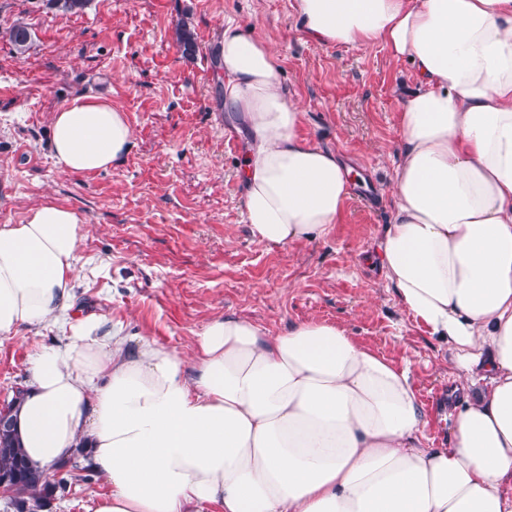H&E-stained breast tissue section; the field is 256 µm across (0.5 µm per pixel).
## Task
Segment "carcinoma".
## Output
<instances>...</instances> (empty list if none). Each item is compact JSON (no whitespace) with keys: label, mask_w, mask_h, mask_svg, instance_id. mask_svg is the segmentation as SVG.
I'll return each mask as SVG.
<instances>
[{"label":"carcinoma","mask_w":512,"mask_h":512,"mask_svg":"<svg viewBox=\"0 0 512 512\" xmlns=\"http://www.w3.org/2000/svg\"><path fill=\"white\" fill-rule=\"evenodd\" d=\"M9 40L20 54L29 49L31 33L17 24L9 30ZM23 390L0 408V487L11 493L10 502L16 512H44L55 496L68 492L71 472L79 469L78 460L57 465L61 478L51 481L44 471L27 459L19 446L14 427V413L20 405Z\"/></svg>","instance_id":"obj_1"}]
</instances>
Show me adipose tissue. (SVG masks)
Wrapping results in <instances>:
<instances>
[{
	"instance_id": "ef3b65f1",
	"label": "adipose tissue",
	"mask_w": 512,
	"mask_h": 512,
	"mask_svg": "<svg viewBox=\"0 0 512 512\" xmlns=\"http://www.w3.org/2000/svg\"><path fill=\"white\" fill-rule=\"evenodd\" d=\"M311 39L384 45L409 66L377 242L399 305L448 344L460 388L452 441L427 448L408 369L342 326L269 335L224 315L190 352L72 316L87 227L45 200L0 224V336L64 320L36 354L17 429L42 468L87 447L108 486L87 512H512V0H297ZM224 110L248 129L245 220L268 246L308 244L337 223L353 170L299 128L275 50L232 21L216 41ZM124 112L78 96L51 125L63 171L129 151Z\"/></svg>"
}]
</instances>
